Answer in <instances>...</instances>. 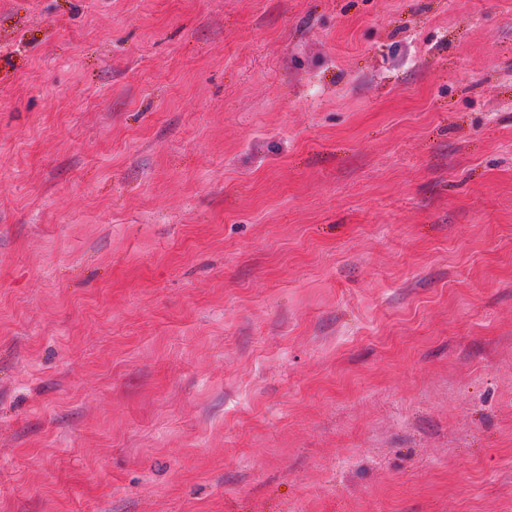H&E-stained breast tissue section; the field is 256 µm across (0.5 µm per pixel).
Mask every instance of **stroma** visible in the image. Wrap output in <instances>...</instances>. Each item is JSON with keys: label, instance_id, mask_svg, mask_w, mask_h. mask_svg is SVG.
Returning <instances> with one entry per match:
<instances>
[{"label": "stroma", "instance_id": "obj_1", "mask_svg": "<svg viewBox=\"0 0 512 512\" xmlns=\"http://www.w3.org/2000/svg\"><path fill=\"white\" fill-rule=\"evenodd\" d=\"M0 512H512V0H0Z\"/></svg>", "mask_w": 512, "mask_h": 512}]
</instances>
